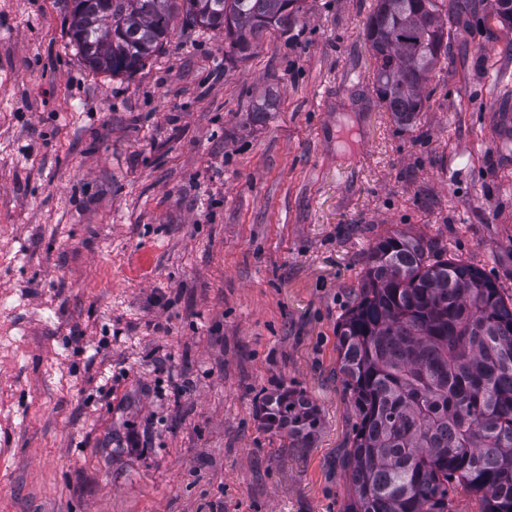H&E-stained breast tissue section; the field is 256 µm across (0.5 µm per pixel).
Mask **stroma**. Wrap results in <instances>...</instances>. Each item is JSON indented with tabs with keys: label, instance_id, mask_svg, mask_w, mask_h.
<instances>
[{
	"label": "stroma",
	"instance_id": "obj_1",
	"mask_svg": "<svg viewBox=\"0 0 512 512\" xmlns=\"http://www.w3.org/2000/svg\"><path fill=\"white\" fill-rule=\"evenodd\" d=\"M458 2L401 126L375 0H299L235 61L181 24L119 76L70 0H0V512H344L336 326L370 248L410 233L512 296V27ZM277 383L309 439L255 420Z\"/></svg>",
	"mask_w": 512,
	"mask_h": 512
}]
</instances>
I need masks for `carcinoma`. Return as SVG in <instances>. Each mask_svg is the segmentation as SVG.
<instances>
[{
    "label": "carcinoma",
    "instance_id": "1",
    "mask_svg": "<svg viewBox=\"0 0 512 512\" xmlns=\"http://www.w3.org/2000/svg\"><path fill=\"white\" fill-rule=\"evenodd\" d=\"M298 0H72L70 36L85 64L132 74L186 25L224 32L244 56L266 31L288 30ZM512 26V0H465ZM365 37L376 93L402 125L451 30L437 0H376ZM339 372L360 422L344 457L346 512H512V297L476 267L442 258L406 232L372 247L356 303L337 325Z\"/></svg>",
    "mask_w": 512,
    "mask_h": 512
}]
</instances>
